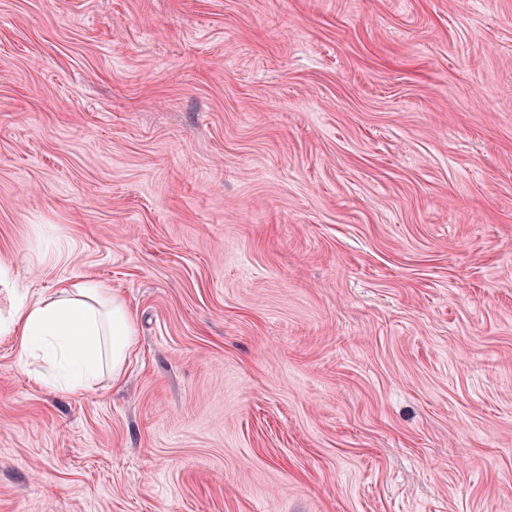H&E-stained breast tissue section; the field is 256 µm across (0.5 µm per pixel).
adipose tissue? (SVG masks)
<instances>
[{
    "mask_svg": "<svg viewBox=\"0 0 512 512\" xmlns=\"http://www.w3.org/2000/svg\"><path fill=\"white\" fill-rule=\"evenodd\" d=\"M0 334L15 337L20 363L48 357L52 383L66 392L92 387L107 371L120 377L136 343L127 304L93 280L21 301Z\"/></svg>",
    "mask_w": 512,
    "mask_h": 512,
    "instance_id": "obj_1",
    "label": "adipose tissue"
}]
</instances>
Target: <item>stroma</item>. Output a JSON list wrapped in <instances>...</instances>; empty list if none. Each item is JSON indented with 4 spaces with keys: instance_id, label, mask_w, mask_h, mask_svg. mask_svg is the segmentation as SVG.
I'll list each match as a JSON object with an SVG mask.
<instances>
[{
    "instance_id": "obj_1",
    "label": "stroma",
    "mask_w": 512,
    "mask_h": 512,
    "mask_svg": "<svg viewBox=\"0 0 512 512\" xmlns=\"http://www.w3.org/2000/svg\"><path fill=\"white\" fill-rule=\"evenodd\" d=\"M0 512H512V0H0ZM0 334L15 336L21 364L48 357L56 373L46 382L66 392L92 387L106 368L117 380L136 343L127 304L94 280L21 301L8 323L0 321Z\"/></svg>"
}]
</instances>
